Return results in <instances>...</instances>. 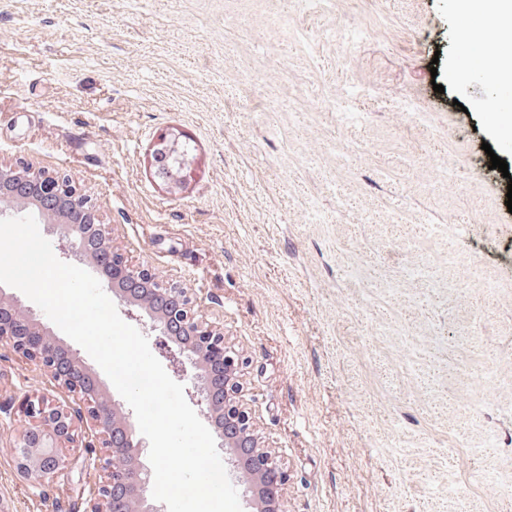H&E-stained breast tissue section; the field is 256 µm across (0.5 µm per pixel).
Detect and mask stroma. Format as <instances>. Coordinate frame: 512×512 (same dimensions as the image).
Segmentation results:
<instances>
[{
  "label": "stroma",
  "mask_w": 512,
  "mask_h": 512,
  "mask_svg": "<svg viewBox=\"0 0 512 512\" xmlns=\"http://www.w3.org/2000/svg\"><path fill=\"white\" fill-rule=\"evenodd\" d=\"M470 23L455 0H0V166L65 172L129 261L191 289L248 360L287 512H512V182L489 159L512 166V132ZM166 133L190 147L175 189ZM42 396L78 406L0 346V512H84L96 481L25 492Z\"/></svg>",
  "instance_id": "1"
}]
</instances>
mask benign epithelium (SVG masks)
<instances>
[{"mask_svg": "<svg viewBox=\"0 0 512 512\" xmlns=\"http://www.w3.org/2000/svg\"><path fill=\"white\" fill-rule=\"evenodd\" d=\"M46 189L59 195V214L65 224L53 225L58 240L76 257L93 256L103 249L109 258L112 282L129 301L158 303L159 317L149 330L172 363L190 360L197 372L188 376L195 389V403L204 414L220 406L224 415V441L235 448L244 466L260 480L262 496L270 503L282 499L289 474L279 456L261 445L251 413L243 403L242 376L247 360L231 346L224 332L198 315L195 298L187 288L160 279L151 267L133 265L110 244V232L94 212L90 199L79 192L68 174L35 169L19 160L0 167V201H36ZM38 320L0 304V345L8 346L35 363L51 381L79 401L85 420L101 438L99 454L82 458L65 454L74 441L78 417L47 398L28 401L32 423L21 430L15 445L22 477L28 490L38 495L42 484L64 474L76 464L99 473V481L85 512H163L149 503L150 472L141 463L149 443L140 436L130 414L99 398V383L78 367L70 349L49 339L52 332Z\"/></svg>", "mask_w": 512, "mask_h": 512, "instance_id": "1", "label": "benign epithelium"}]
</instances>
